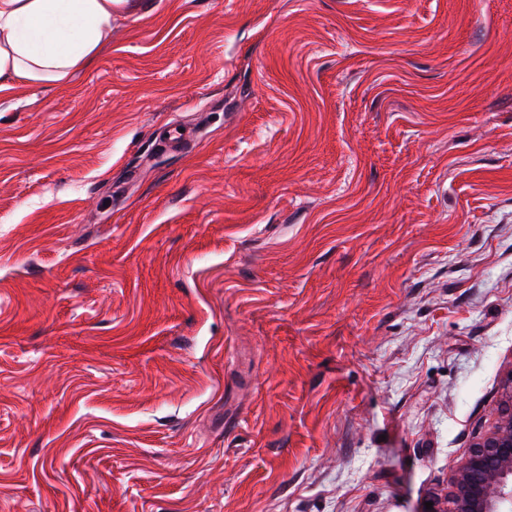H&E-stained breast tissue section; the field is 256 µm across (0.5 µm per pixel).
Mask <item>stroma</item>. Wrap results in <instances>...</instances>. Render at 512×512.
Wrapping results in <instances>:
<instances>
[{"label": "stroma", "instance_id": "stroma-1", "mask_svg": "<svg viewBox=\"0 0 512 512\" xmlns=\"http://www.w3.org/2000/svg\"><path fill=\"white\" fill-rule=\"evenodd\" d=\"M511 386L512 0H153L0 93V512H424Z\"/></svg>", "mask_w": 512, "mask_h": 512}]
</instances>
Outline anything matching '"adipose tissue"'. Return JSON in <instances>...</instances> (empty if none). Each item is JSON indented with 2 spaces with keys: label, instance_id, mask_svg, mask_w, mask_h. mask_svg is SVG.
I'll return each mask as SVG.
<instances>
[{
  "label": "adipose tissue",
  "instance_id": "adipose-tissue-1",
  "mask_svg": "<svg viewBox=\"0 0 512 512\" xmlns=\"http://www.w3.org/2000/svg\"><path fill=\"white\" fill-rule=\"evenodd\" d=\"M114 0H0V92L65 81L112 33Z\"/></svg>",
  "mask_w": 512,
  "mask_h": 512
}]
</instances>
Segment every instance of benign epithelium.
I'll return each instance as SVG.
<instances>
[{
  "instance_id": "7a95c632",
  "label": "benign epithelium",
  "mask_w": 512,
  "mask_h": 512,
  "mask_svg": "<svg viewBox=\"0 0 512 512\" xmlns=\"http://www.w3.org/2000/svg\"><path fill=\"white\" fill-rule=\"evenodd\" d=\"M429 512H512V389L495 425L454 475L448 495Z\"/></svg>"
}]
</instances>
